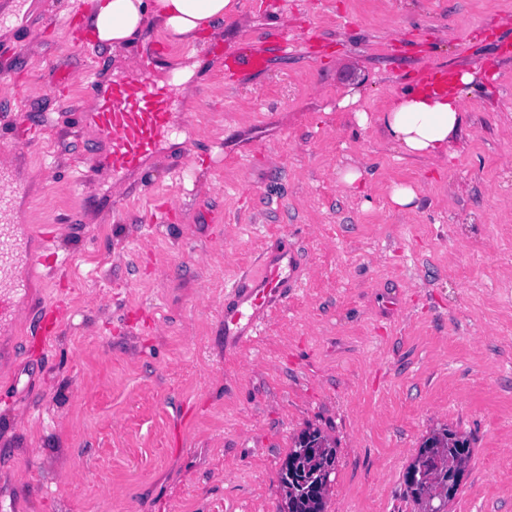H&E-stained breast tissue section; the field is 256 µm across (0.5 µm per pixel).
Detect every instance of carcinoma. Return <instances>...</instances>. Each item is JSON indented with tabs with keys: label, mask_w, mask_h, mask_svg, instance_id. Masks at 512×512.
Wrapping results in <instances>:
<instances>
[{
	"label": "carcinoma",
	"mask_w": 512,
	"mask_h": 512,
	"mask_svg": "<svg viewBox=\"0 0 512 512\" xmlns=\"http://www.w3.org/2000/svg\"><path fill=\"white\" fill-rule=\"evenodd\" d=\"M441 443L448 459L455 462L460 473L467 471L473 448L470 439L449 428L432 431L421 448ZM336 464V448L318 429L301 432L281 469L282 505L280 512H326L325 492L309 494L315 485L327 488Z\"/></svg>",
	"instance_id": "carcinoma-1"
}]
</instances>
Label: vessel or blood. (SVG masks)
<instances>
[{
  "label": "vessel or blood",
  "mask_w": 512,
  "mask_h": 512,
  "mask_svg": "<svg viewBox=\"0 0 512 512\" xmlns=\"http://www.w3.org/2000/svg\"><path fill=\"white\" fill-rule=\"evenodd\" d=\"M265 67V57L246 46L227 62L224 77L235 82ZM173 106L174 100L167 88L145 82L139 75L113 81L111 94L100 111L81 112L75 118L78 127H96L111 147L109 153L88 156L86 166L108 165L116 173L145 170L148 161L172 132ZM31 233L27 224H0V323L14 317L13 295L28 291L30 287L28 280L17 278V268H35L58 258L52 247L53 238L47 231L42 234L45 242L42 252L30 251L26 240ZM288 288V275L280 261H264L257 274L244 276L235 289L241 300L249 302L252 315H244L236 308L225 310V335L233 336L240 330L249 336L259 333L262 314L285 303ZM63 311L64 303L59 299L44 305L43 339L54 336Z\"/></svg>",
  "instance_id": "1"
}]
</instances>
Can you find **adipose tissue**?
Listing matches in <instances>:
<instances>
[{
  "mask_svg": "<svg viewBox=\"0 0 512 512\" xmlns=\"http://www.w3.org/2000/svg\"><path fill=\"white\" fill-rule=\"evenodd\" d=\"M87 39L117 50L148 45L158 31L175 42L205 43L219 36L238 0H84ZM389 139L412 157L439 159L467 122L463 98L413 91L397 95L378 116Z\"/></svg>",
  "mask_w": 512,
  "mask_h": 512,
  "instance_id": "ef3b65f1",
  "label": "adipose tissue"
}]
</instances>
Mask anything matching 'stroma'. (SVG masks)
Wrapping results in <instances>:
<instances>
[{
    "label": "stroma",
    "instance_id": "35a3bbf8",
    "mask_svg": "<svg viewBox=\"0 0 512 512\" xmlns=\"http://www.w3.org/2000/svg\"><path fill=\"white\" fill-rule=\"evenodd\" d=\"M240 3L174 134L118 177L78 172L106 144L72 115L133 60L88 42L81 0H0V114L18 119L0 172L67 260L23 270L0 329V512H280L308 428L336 444L326 512H418L405 475L443 427L473 448L447 512H512V0ZM253 35L266 70L225 86ZM150 50L155 83L193 51L161 34ZM426 66L479 70L444 161L377 121ZM399 185L415 208L392 204ZM283 251L287 302L226 347L233 285ZM57 293L44 349L29 337ZM64 311V303L62 300L57 299L48 302L43 307V318L45 325L42 329L41 339L46 342L52 336H54L56 329L61 321Z\"/></svg>",
    "mask_w": 512,
    "mask_h": 512
}]
</instances>
